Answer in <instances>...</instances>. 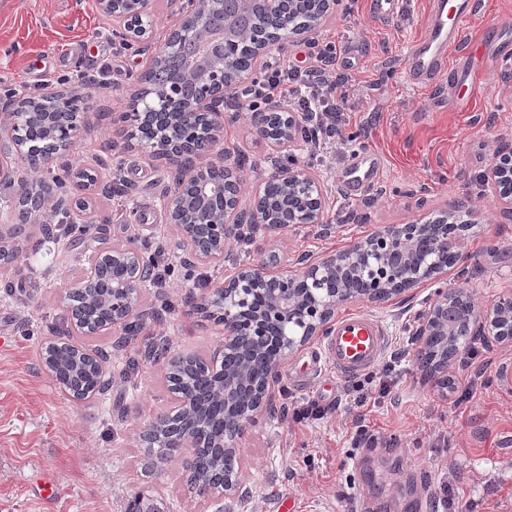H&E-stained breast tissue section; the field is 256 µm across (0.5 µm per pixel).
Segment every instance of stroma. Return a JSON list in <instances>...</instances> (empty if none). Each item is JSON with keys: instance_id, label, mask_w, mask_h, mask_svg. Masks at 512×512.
<instances>
[{"instance_id": "stroma-1", "label": "stroma", "mask_w": 512, "mask_h": 512, "mask_svg": "<svg viewBox=\"0 0 512 512\" xmlns=\"http://www.w3.org/2000/svg\"><path fill=\"white\" fill-rule=\"evenodd\" d=\"M430 2L395 0L378 13L371 0H341L319 35L336 41L352 76L346 141L330 167L296 154L332 192L325 225L263 229L248 244L230 247L218 266H176L174 287L143 291V309L160 318L146 320L139 342L163 334L172 351L212 354L222 330L186 314L183 282L204 276L220 282L248 258L272 252L285 263L302 253L337 251L382 226L432 218L461 195L472 197L476 213L462 268L451 271L448 287L468 288L480 305L512 293V220L499 215L481 183L494 150L512 143V71L496 64L498 54L512 53V0H477L464 30L475 53L450 51L433 88L418 90L404 81L406 54L431 21ZM153 51V43L123 44L94 0H0V113L6 90L37 96L81 84L92 111H123ZM462 74L472 87L465 105L454 99ZM111 137L110 122L101 121L84 139L82 159L67 153L58 161L67 169L107 154L120 165L122 196L100 190L94 198L103 233L84 236L64 256L30 228L10 282L0 281V512H127L143 491L176 512H278L283 504L290 512H340L343 497L356 512H418V503L434 500L444 481L459 488L472 512H512V376L504 374L512 346L483 350L489 366L467 403L458 401L472 372L465 357L449 365L447 388L422 382L406 347L416 310L436 290L432 284L416 289L407 308L353 302L336 312L374 316L388 332V353H405L390 395L365 410L367 423L391 447H352L355 412L345 378L327 365L305 376L304 361L324 344L318 336L284 360L271 412L259 416L241 444L248 497L197 499L176 459L165 473L145 472L139 432L171 401L164 362L141 363L132 392L116 378L117 359H109L114 380L105 415L99 400L76 401L59 389L38 356L46 339L71 331L62 285L80 278L81 256L112 244L177 254L176 232L163 224V196L171 186L165 167L136 150L106 152ZM225 139L243 157L247 186L261 182L269 165L248 124L231 125ZM367 149L381 157L377 174L350 186L349 167ZM307 400L328 407L327 418L294 424V407Z\"/></svg>"}]
</instances>
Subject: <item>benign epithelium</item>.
<instances>
[{"mask_svg":"<svg viewBox=\"0 0 512 512\" xmlns=\"http://www.w3.org/2000/svg\"><path fill=\"white\" fill-rule=\"evenodd\" d=\"M256 10L268 37L251 46L254 66H259L278 44L280 31L298 0H244ZM312 20L288 40L305 41L319 33L336 0H315ZM176 16L163 43L137 85L127 96L125 111L112 113V141L125 149H146L163 162L173 181L164 198L165 223L178 236L176 248L194 262L212 265L224 256L240 226L255 224L270 231L324 223L328 187L317 175L294 164L272 166L264 184L242 204L243 178L239 167L219 150L231 113L224 111V96L247 83L253 72L237 67L238 46L225 44L236 29V18L224 15V0H167ZM98 11L112 20L114 30L130 42L152 37L156 0H96ZM32 97L21 98L12 111L0 117V183L12 188L9 210L0 215V265L19 256L18 230L38 224L50 211L66 207L71 222L81 215L60 197L59 182L72 179L95 191L100 181L87 167L59 174L55 161L93 126L85 113L71 117L62 112H30ZM254 139L264 144L268 157H295L301 147V118L296 112L271 108L256 113L250 122ZM51 140L52 150L37 165L40 177L19 173L13 159L24 158L34 148L32 136ZM494 205L512 216V149L498 150L483 176ZM468 196L445 203L428 221L390 224L355 241L345 249L293 262L278 270V255L245 261L224 283L190 303L188 313L211 318L224 327V345L208 362L221 373L224 358L265 346L266 372L253 387L245 409L224 407V447L238 454L239 444L266 410L278 368L284 358L315 336L328 332L336 310L358 299L384 304L409 301L415 288L448 278V270L463 258L462 245L469 230L455 223L462 213H474ZM150 280L144 254L132 245L106 247L88 257L74 291L112 288V318L94 333L125 331L133 315L142 313L141 292ZM465 288H439L414 315L419 350L427 340L448 328V311L456 308ZM72 328L88 334L83 314L66 302ZM460 336H476L490 346L512 344V294L480 307L469 301L458 327ZM201 438L187 428L169 445L184 472L194 473L195 449ZM242 474L216 479L206 497L219 498L238 490Z\"/></svg>","mask_w":512,"mask_h":512,"instance_id":"7a95c632","label":"benign epithelium"}]
</instances>
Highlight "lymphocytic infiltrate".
<instances>
[{"instance_id":"obj_1","label":"lymphocytic infiltrate","mask_w":512,"mask_h":512,"mask_svg":"<svg viewBox=\"0 0 512 512\" xmlns=\"http://www.w3.org/2000/svg\"><path fill=\"white\" fill-rule=\"evenodd\" d=\"M305 48L306 63L302 66L284 50L271 56L229 110L251 114L277 102L300 113L309 157L323 164L344 144L351 76L339 61L335 42L312 40Z\"/></svg>"}]
</instances>
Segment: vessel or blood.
<instances>
[{"label": "vessel or blood", "mask_w": 512, "mask_h": 512, "mask_svg": "<svg viewBox=\"0 0 512 512\" xmlns=\"http://www.w3.org/2000/svg\"><path fill=\"white\" fill-rule=\"evenodd\" d=\"M432 11L434 23L408 52L407 78L418 88L428 87L450 49L461 47L463 27L475 13L472 0H433ZM387 344V331L379 320L355 313L334 324L321 356L337 375L351 377L375 366Z\"/></svg>", "instance_id": "b4317fda"}]
</instances>
